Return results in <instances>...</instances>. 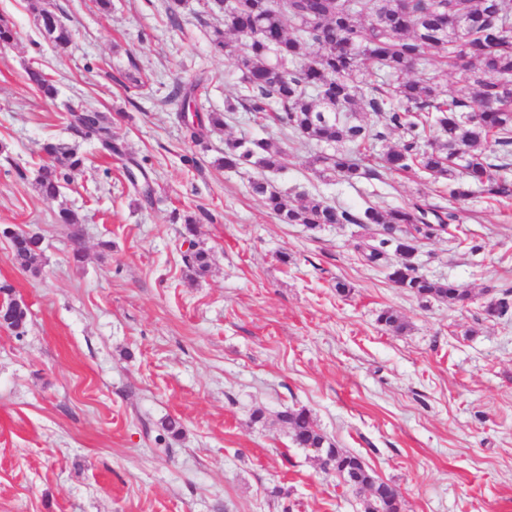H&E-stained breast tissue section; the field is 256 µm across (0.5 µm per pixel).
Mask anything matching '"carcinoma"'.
Wrapping results in <instances>:
<instances>
[{"instance_id":"1","label":"carcinoma","mask_w":512,"mask_h":512,"mask_svg":"<svg viewBox=\"0 0 512 512\" xmlns=\"http://www.w3.org/2000/svg\"><path fill=\"white\" fill-rule=\"evenodd\" d=\"M211 10L229 13L224 30H214L211 45L236 58L244 83L240 105L304 142L327 148L312 159L318 175L352 183L419 170L447 186L449 207L435 209L421 199L361 210L315 197L298 203L263 177L251 182L252 193L283 224L381 227L377 240L356 245L367 263H383L394 251L399 260L387 267V278L397 287L426 303H464L467 289L428 279L404 248L457 223L475 187L498 201L512 200V180L500 174L512 166V0H343L336 5L331 0H212ZM39 26L55 47H67L71 31L60 16L44 10ZM430 60L446 66L466 92L450 96L436 77L411 76ZM26 80L54 97L56 89L41 69L28 68ZM364 112L384 123L365 122ZM74 120L84 136L111 152L118 150L104 113L81 112ZM434 127L435 138L429 135ZM222 128L224 113L208 112L189 127V136L200 143ZM392 134L398 144L372 156L370 147ZM43 153L35 183L43 198L56 200L67 179L63 171H81L85 158L61 142L45 144ZM285 159L286 150L270 140L229 139L217 164L263 174L281 169ZM59 221L73 229L74 239L81 237L77 212L62 205ZM0 235L10 240L16 262L37 273L40 239L9 226L0 228ZM189 243L183 263L190 278H202L212 257L194 240ZM511 294L504 291L485 314L507 315ZM378 322L393 332L406 329L404 320L389 310L381 312ZM280 419L290 426L296 445L322 449L324 467L370 492L364 512H400L393 487L377 481L360 457L329 443L307 410H286Z\"/></svg>"}]
</instances>
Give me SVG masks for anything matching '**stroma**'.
Returning <instances> with one entry per match:
<instances>
[{
  "label": "stroma",
  "mask_w": 512,
  "mask_h": 512,
  "mask_svg": "<svg viewBox=\"0 0 512 512\" xmlns=\"http://www.w3.org/2000/svg\"><path fill=\"white\" fill-rule=\"evenodd\" d=\"M169 2L103 13L95 0H0L16 31L0 44V225L42 239L34 275L0 237V284L29 308L22 329L0 328V512H363V494L293 443L279 414L301 408L397 488L402 512H512V312H484L512 289V204L476 194L458 230L418 245L420 272L470 291L462 307L421 302L365 265L355 246L372 228L279 223L252 195L253 171L216 166L225 139L285 146L268 179L294 199L444 207L448 194L418 173L320 178L315 146L228 111L242 73L210 46L223 14L182 0L172 16ZM55 7L72 30L63 51L38 22ZM31 65L55 97L25 82ZM179 83L225 115L198 146L171 96ZM73 110L105 113L121 153L83 139ZM56 141L85 166L51 201L35 178ZM135 161L150 199L126 177ZM63 205L84 218L80 243L55 219ZM201 209L196 241L213 261L193 281L173 215ZM385 309L405 332L378 323Z\"/></svg>",
  "instance_id": "35a3bbf8"
}]
</instances>
